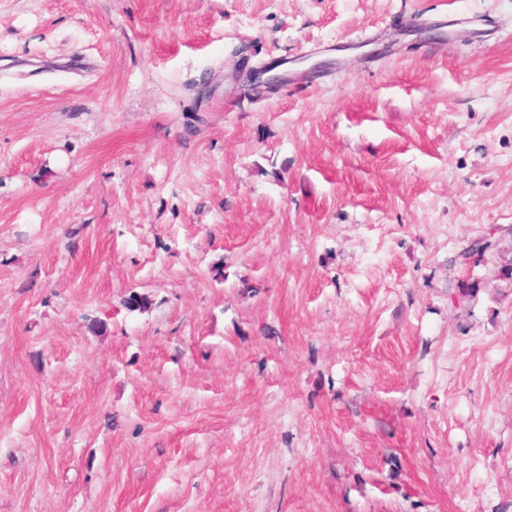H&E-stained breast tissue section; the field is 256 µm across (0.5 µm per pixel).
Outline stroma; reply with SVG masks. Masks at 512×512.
I'll return each mask as SVG.
<instances>
[{
    "instance_id": "35a3bbf8",
    "label": "stroma",
    "mask_w": 512,
    "mask_h": 512,
    "mask_svg": "<svg viewBox=\"0 0 512 512\" xmlns=\"http://www.w3.org/2000/svg\"><path fill=\"white\" fill-rule=\"evenodd\" d=\"M0 512H512V0H0Z\"/></svg>"
}]
</instances>
